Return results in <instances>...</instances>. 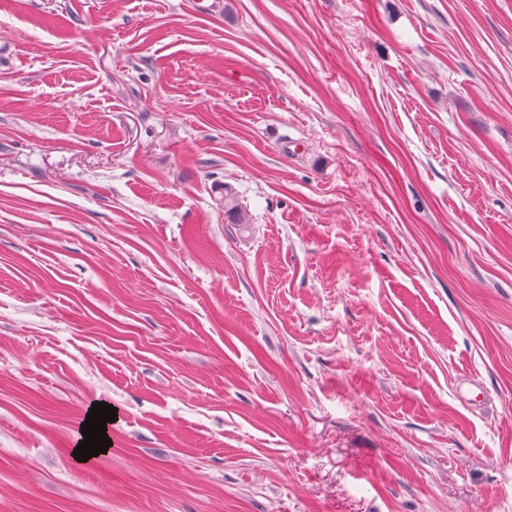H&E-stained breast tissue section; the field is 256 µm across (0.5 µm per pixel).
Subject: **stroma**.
Masks as SVG:
<instances>
[{"mask_svg":"<svg viewBox=\"0 0 512 512\" xmlns=\"http://www.w3.org/2000/svg\"><path fill=\"white\" fill-rule=\"evenodd\" d=\"M1 46L0 512H512V0H0Z\"/></svg>","mask_w":512,"mask_h":512,"instance_id":"stroma-1","label":"stroma"}]
</instances>
